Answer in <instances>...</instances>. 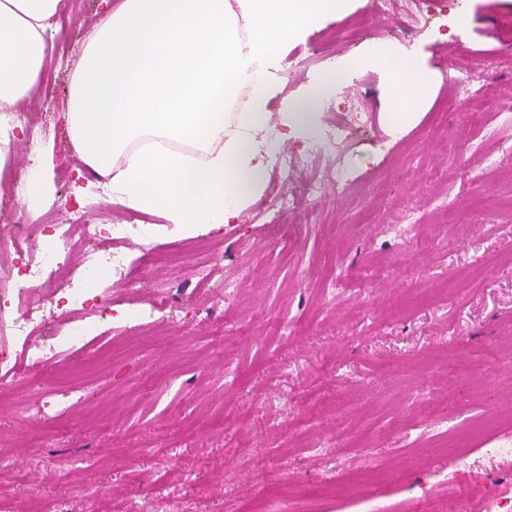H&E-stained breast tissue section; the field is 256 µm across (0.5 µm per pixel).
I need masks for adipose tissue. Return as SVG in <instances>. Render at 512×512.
Masks as SVG:
<instances>
[{"instance_id":"adipose-tissue-1","label":"adipose tissue","mask_w":512,"mask_h":512,"mask_svg":"<svg viewBox=\"0 0 512 512\" xmlns=\"http://www.w3.org/2000/svg\"><path fill=\"white\" fill-rule=\"evenodd\" d=\"M346 0H116L95 25L78 59L66 121L77 149L110 177L112 202L160 212L187 235L228 224L262 190L278 148L257 146L261 120L239 113L224 130V109L243 88L266 101L279 85L268 75L289 39L344 12ZM65 0H0V108L20 105L51 49L46 30ZM405 80L393 83L390 122L436 80L416 58L401 57ZM197 145L204 160L153 148L145 135Z\"/></svg>"}]
</instances>
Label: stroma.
I'll list each match as a JSON object with an SVG mask.
<instances>
[{
  "label": "stroma",
  "instance_id": "35a3bbf8",
  "mask_svg": "<svg viewBox=\"0 0 512 512\" xmlns=\"http://www.w3.org/2000/svg\"><path fill=\"white\" fill-rule=\"evenodd\" d=\"M425 33L388 40L377 0H349L346 12L291 39L283 56L300 51L361 59L382 43L413 54L442 79L409 112L404 140L385 157L371 141L388 135L390 72L369 91L371 139L349 161L350 191L312 209L299 235L282 216L274 232L238 220L236 233L207 227L199 240L219 243L213 284L184 294L194 248L170 233L157 251L177 265L149 274L172 290L169 321L139 336L137 355L90 376L94 394L68 419L25 416L24 409L58 374L81 372L85 351L53 367H23L28 382L0 405V504L35 500L79 503L97 493L103 512H141L151 492L156 512L170 500L188 512H252L268 498L294 512H357L373 497L394 512H413L421 498L434 512H472L432 475L451 469L428 425L440 415L467 428L478 416L512 423V365L484 360L494 345L512 350V209H491L489 197L512 194V168L490 169L480 153L463 152L478 138L483 151L501 126L512 138V58L491 34L512 27V0H457ZM114 0H82L43 64L57 78L51 103L30 90L26 109L47 125L50 167L44 210L82 206L89 169L66 132V103L75 65L94 25ZM468 56L497 98L460 101L450 69ZM481 112L483 124L471 122ZM421 225L434 248L405 250L381 225ZM242 279L232 302L215 290L228 274ZM339 280L335 299L324 296ZM237 384L226 389L224 375ZM329 442L322 456L314 442ZM395 468L386 482L351 487L348 477L366 455ZM333 475L322 492L319 477Z\"/></svg>",
  "mask_w": 512,
  "mask_h": 512
}]
</instances>
